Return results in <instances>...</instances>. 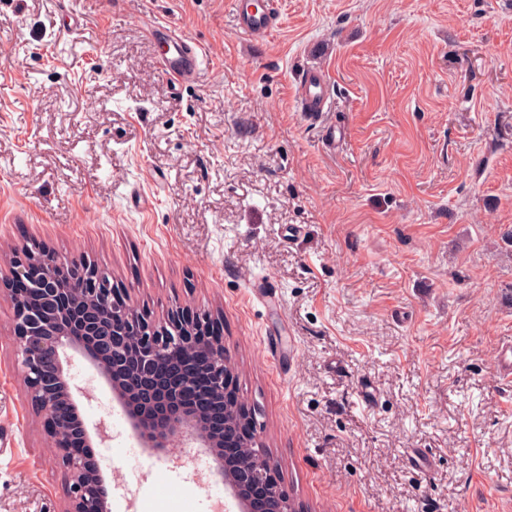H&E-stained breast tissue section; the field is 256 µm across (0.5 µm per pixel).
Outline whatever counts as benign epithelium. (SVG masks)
<instances>
[{
    "label": "benign epithelium",
    "mask_w": 512,
    "mask_h": 512,
    "mask_svg": "<svg viewBox=\"0 0 512 512\" xmlns=\"http://www.w3.org/2000/svg\"><path fill=\"white\" fill-rule=\"evenodd\" d=\"M31 238L8 259L9 284L30 275ZM116 289L88 263L73 257H51L39 285V300L55 309L53 318H37L22 306L20 292L8 289L14 302L13 340L28 398L43 417L52 453L67 476L64 512H108L109 487L94 457L83 448L94 447L81 419L69 383L68 367L76 354L112 374L131 389L129 414L136 435L162 451L175 437L198 442L214 453L208 424L195 406L182 398L193 387L195 367L177 361L181 351L197 349L200 367L207 371L212 398L224 405V431L247 425L245 459L218 468V476L231 491L240 512L253 507L240 490L247 484L258 491L263 512H304L281 488L276 462L256 433V410L239 395L235 365L222 336H206L211 318L187 306H178L163 319L136 311L129 302L113 304Z\"/></svg>",
    "instance_id": "7a95c632"
}]
</instances>
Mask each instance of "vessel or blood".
Returning <instances> with one entry per match:
<instances>
[{
    "label": "vessel or blood",
    "mask_w": 512,
    "mask_h": 512,
    "mask_svg": "<svg viewBox=\"0 0 512 512\" xmlns=\"http://www.w3.org/2000/svg\"><path fill=\"white\" fill-rule=\"evenodd\" d=\"M237 25L255 42H263L277 27L279 13L274 0H233ZM146 39L158 50L157 62L167 80L176 87L194 83L205 68V57L197 43L169 23L147 27ZM324 75L314 69L300 76V108L309 118L330 111Z\"/></svg>",
    "instance_id": "b4317fda"
}]
</instances>
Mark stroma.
I'll list each match as a JSON object with an SVG mask.
<instances>
[{"mask_svg": "<svg viewBox=\"0 0 512 512\" xmlns=\"http://www.w3.org/2000/svg\"><path fill=\"white\" fill-rule=\"evenodd\" d=\"M278 2L257 44L231 0H0V256L34 237L98 259L155 316L221 315L309 512H512V378L494 367L512 339V0ZM157 21L206 54L195 83L162 74ZM310 67L331 79L314 120L296 102ZM12 322L0 295V512H63ZM69 375L106 426L111 512L229 501L219 477L197 486L206 449L143 447L95 367Z\"/></svg>", "mask_w": 512, "mask_h": 512, "instance_id": "obj_1", "label": "stroma"}]
</instances>
